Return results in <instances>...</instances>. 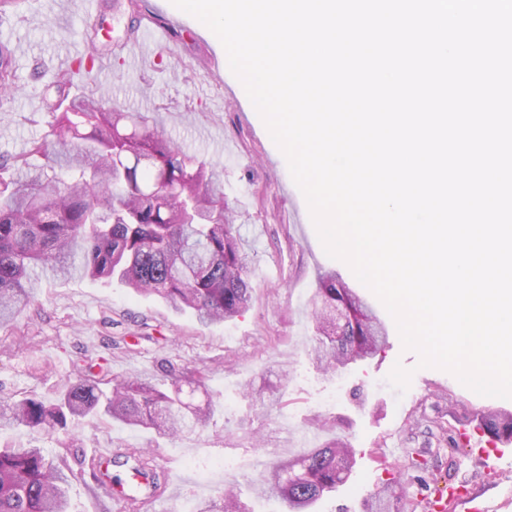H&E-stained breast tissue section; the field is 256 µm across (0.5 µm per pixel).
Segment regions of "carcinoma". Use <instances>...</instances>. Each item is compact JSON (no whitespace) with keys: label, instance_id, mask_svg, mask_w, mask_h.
I'll return each mask as SVG.
<instances>
[{"label":"carcinoma","instance_id":"1","mask_svg":"<svg viewBox=\"0 0 512 512\" xmlns=\"http://www.w3.org/2000/svg\"><path fill=\"white\" fill-rule=\"evenodd\" d=\"M95 56L59 74L48 134L0 161V326L37 299L42 284L65 279H116L156 295L203 325L232 320L252 301L249 257L242 250L238 212L224 198L215 165L160 135L142 115L72 98L70 89L94 67ZM0 89H17L13 49L0 43ZM311 300L317 368L334 377L384 349L386 329L334 271H323ZM341 307V334L325 310ZM161 388L150 380L115 381L105 365L85 364L49 401L33 395L0 398V429L32 434L65 430L72 421L107 416L164 437L201 432L213 413L205 376L170 369ZM479 428L491 442L512 441V413L487 410ZM348 437L332 433L321 445L274 464L252 480L259 498L282 512H310L349 476ZM69 475L38 446L0 448V512H69ZM417 512L403 486L381 483L366 512ZM200 512H248L237 492L224 489Z\"/></svg>","mask_w":512,"mask_h":512}]
</instances>
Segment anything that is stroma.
Segmentation results:
<instances>
[{
	"label": "stroma",
	"mask_w": 512,
	"mask_h": 512,
	"mask_svg": "<svg viewBox=\"0 0 512 512\" xmlns=\"http://www.w3.org/2000/svg\"><path fill=\"white\" fill-rule=\"evenodd\" d=\"M93 17L73 0H17L0 13V42L15 51L19 92L0 93V155L26 150L46 135V94L75 53H88L86 32L97 37L108 67L99 92L126 111L145 115L165 137L207 159L224 173V192L239 213V232L251 256L252 303L241 317L202 326L191 312L132 293L114 281L72 279L45 284L13 325L0 329V396L52 397L72 378L76 364L107 358L117 379L160 381L166 366L202 372L217 405L211 426L181 439L159 438L106 420L82 422L32 438L25 428L0 430V445L38 444L57 454L80 439L72 456L115 449L112 475L127 479L125 451L146 448L159 474L174 470L176 483L149 500L148 512H197L224 485H237L253 512H280L275 501L256 498L251 479L272 462L301 454L304 437L325 440L320 421L342 416L356 465L335 494L313 512H364L378 484L397 478L410 496L428 502L445 478L466 479L470 498L491 512H512V444L502 459L487 461L477 415L488 408L512 411V399L481 396L451 373L419 367L404 349L396 325L375 295L343 262L329 258L308 204L283 153L229 68L216 35L171 0H143V27L182 17L167 47L146 36L126 43L128 13L116 0H100ZM335 271L370 304L388 328L389 345L369 364L333 376L316 368L311 349L308 299L318 272ZM413 372L407 391L388 381L395 365ZM444 418L452 445L428 447L410 429L412 411ZM412 455L416 468L394 469L393 450ZM73 512H128L86 474L70 477Z\"/></svg>",
	"instance_id": "35a3bbf8"
}]
</instances>
